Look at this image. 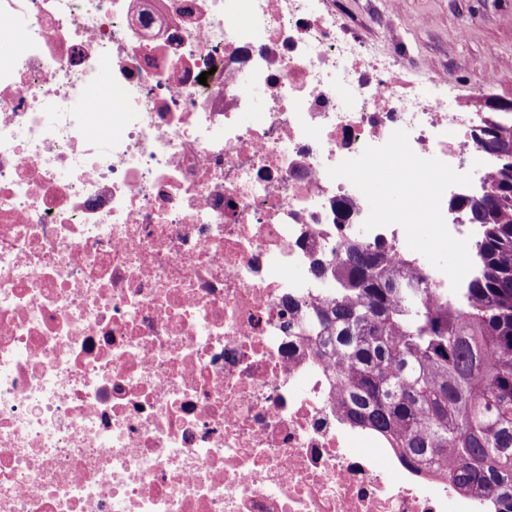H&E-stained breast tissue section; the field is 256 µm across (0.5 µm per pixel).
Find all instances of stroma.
Instances as JSON below:
<instances>
[{
	"mask_svg": "<svg viewBox=\"0 0 512 512\" xmlns=\"http://www.w3.org/2000/svg\"><path fill=\"white\" fill-rule=\"evenodd\" d=\"M353 32L381 53L440 73L471 101L485 75L512 96V0H328Z\"/></svg>",
	"mask_w": 512,
	"mask_h": 512,
	"instance_id": "1",
	"label": "stroma"
}]
</instances>
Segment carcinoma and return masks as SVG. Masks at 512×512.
Here are the masks:
<instances>
[{
    "mask_svg": "<svg viewBox=\"0 0 512 512\" xmlns=\"http://www.w3.org/2000/svg\"><path fill=\"white\" fill-rule=\"evenodd\" d=\"M477 140L498 167L451 207L480 225L475 274L434 299L383 240L319 260L331 287L300 326L336 357L345 416L388 439L416 471L444 469L463 489L512 495V100L488 106Z\"/></svg>",
    "mask_w": 512,
    "mask_h": 512,
    "instance_id": "obj_1",
    "label": "carcinoma"
}]
</instances>
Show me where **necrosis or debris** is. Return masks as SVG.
I'll list each match as a JSON object with an SVG mask.
<instances>
[{
	"label": "necrosis or debris",
	"instance_id": "4bbe7bcc",
	"mask_svg": "<svg viewBox=\"0 0 512 512\" xmlns=\"http://www.w3.org/2000/svg\"><path fill=\"white\" fill-rule=\"evenodd\" d=\"M315 2L0 0V512H497L345 420L293 333L297 270L355 239L465 287L448 202L494 171L487 112Z\"/></svg>",
	"mask_w": 512,
	"mask_h": 512
}]
</instances>
